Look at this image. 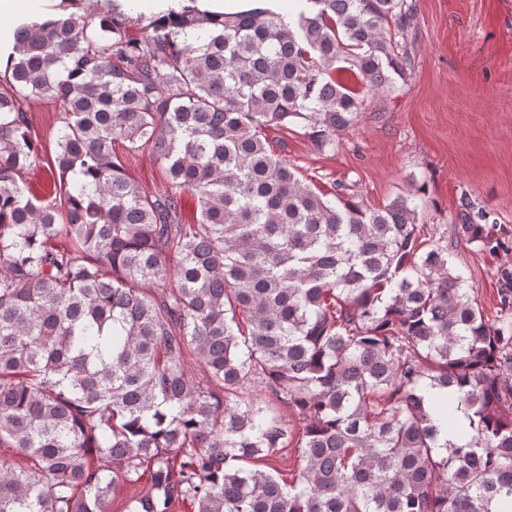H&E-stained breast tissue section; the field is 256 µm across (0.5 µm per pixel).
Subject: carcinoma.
<instances>
[{"instance_id":"cac0c4a2","label":"carcinoma","mask_w":512,"mask_h":512,"mask_svg":"<svg viewBox=\"0 0 512 512\" xmlns=\"http://www.w3.org/2000/svg\"><path fill=\"white\" fill-rule=\"evenodd\" d=\"M197 0L141 37L112 8L14 27L0 76V512H512V264L492 320L423 239L425 196L318 192L267 139L325 149L413 68L408 0ZM61 108L29 193L26 107ZM148 149L149 195L116 147ZM199 217L181 220L183 193ZM456 238L512 252L463 195ZM193 352L196 379L185 368ZM444 392L433 409L422 393ZM292 413L293 424L284 415ZM464 435L437 444L440 427ZM289 449L292 479L260 469ZM147 489V485L144 483H140L137 486L122 483L112 496L110 512H127L130 500L133 497L142 495Z\"/></svg>"}]
</instances>
